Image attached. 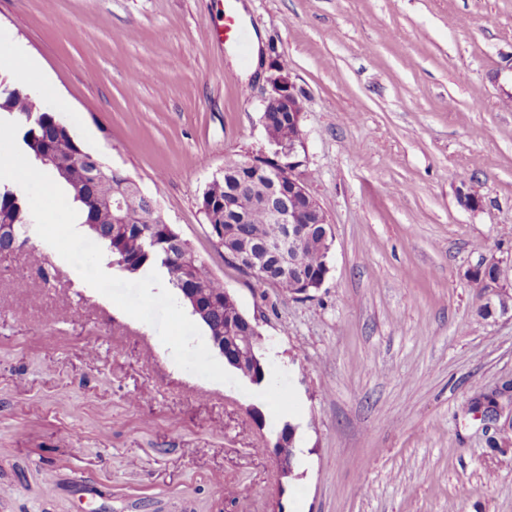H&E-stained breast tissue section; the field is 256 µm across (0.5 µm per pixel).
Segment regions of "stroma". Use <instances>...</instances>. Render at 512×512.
I'll return each instance as SVG.
<instances>
[{
    "label": "stroma",
    "mask_w": 512,
    "mask_h": 512,
    "mask_svg": "<svg viewBox=\"0 0 512 512\" xmlns=\"http://www.w3.org/2000/svg\"><path fill=\"white\" fill-rule=\"evenodd\" d=\"M237 6L258 58L210 37ZM0 30L37 61L44 108L257 320L305 424L283 474L265 451L281 423L211 343L178 345L202 328L176 292L145 300L86 238L74 276L54 252L69 199L38 188L39 223L0 261V512H512V406L472 409L512 379V310L482 315L471 279L495 261L512 292V0H0ZM274 62L334 234L306 297L233 264L200 209L226 160L271 153Z\"/></svg>",
    "instance_id": "obj_1"
}]
</instances>
